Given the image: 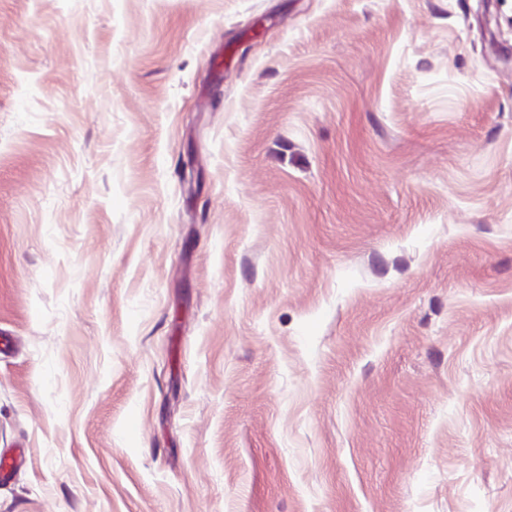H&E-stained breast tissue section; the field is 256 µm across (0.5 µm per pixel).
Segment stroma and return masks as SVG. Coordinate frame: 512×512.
I'll list each match as a JSON object with an SVG mask.
<instances>
[{"mask_svg": "<svg viewBox=\"0 0 512 512\" xmlns=\"http://www.w3.org/2000/svg\"><path fill=\"white\" fill-rule=\"evenodd\" d=\"M0 512H512V0H0Z\"/></svg>", "mask_w": 512, "mask_h": 512, "instance_id": "stroma-1", "label": "stroma"}]
</instances>
